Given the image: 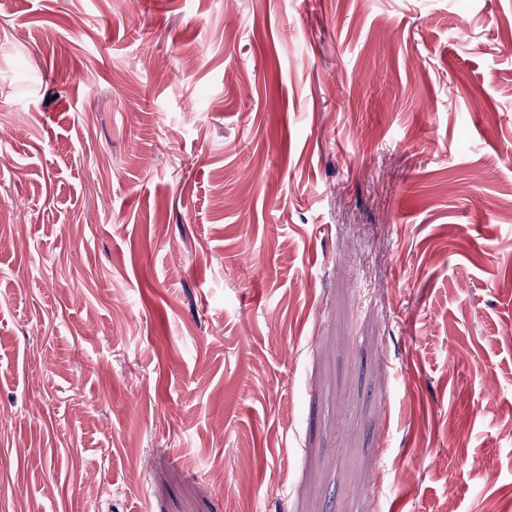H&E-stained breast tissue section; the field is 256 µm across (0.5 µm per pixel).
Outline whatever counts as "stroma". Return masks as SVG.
Segmentation results:
<instances>
[{"label": "stroma", "instance_id": "1", "mask_svg": "<svg viewBox=\"0 0 512 512\" xmlns=\"http://www.w3.org/2000/svg\"><path fill=\"white\" fill-rule=\"evenodd\" d=\"M512 0H0V512H512Z\"/></svg>", "mask_w": 512, "mask_h": 512}]
</instances>
